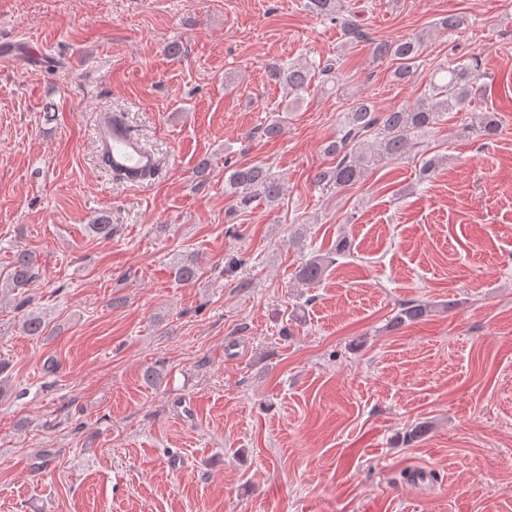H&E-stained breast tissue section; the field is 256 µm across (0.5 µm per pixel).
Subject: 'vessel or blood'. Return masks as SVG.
Here are the masks:
<instances>
[{
  "label": "vessel or blood",
  "instance_id": "1",
  "mask_svg": "<svg viewBox=\"0 0 512 512\" xmlns=\"http://www.w3.org/2000/svg\"><path fill=\"white\" fill-rule=\"evenodd\" d=\"M20 57L38 63L42 60V51L31 42H0L1 66ZM94 136L106 168L113 175L122 177L124 182L141 184L157 173V157L121 117L109 112L101 114L95 124Z\"/></svg>",
  "mask_w": 512,
  "mask_h": 512
}]
</instances>
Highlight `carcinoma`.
Listing matches in <instances>:
<instances>
[{
    "mask_svg": "<svg viewBox=\"0 0 512 512\" xmlns=\"http://www.w3.org/2000/svg\"><path fill=\"white\" fill-rule=\"evenodd\" d=\"M306 8L336 22L346 35L359 37L355 23L341 10L340 0H307ZM424 39L420 36L373 43L377 58H389L396 62L394 77L407 81L417 71L422 58ZM341 59H330L324 64L316 62L273 63L268 66L267 77L288 87L295 98L311 86L312 78L319 73L331 77L339 75ZM442 73L439 81H431L428 94L416 103L379 112L372 101L356 100L347 112L339 130V136L330 141L325 152L336 158V165L318 171L315 183L338 189L352 187L362 180L369 169L384 159H397L418 143V139L430 132L441 114L463 112L480 91L481 64L474 56L467 63L453 62L438 68ZM224 190L236 198L239 207L246 208L256 200L277 202L282 195L279 179L263 163L240 166H224ZM334 263L330 255H314L297 270V278L311 286L322 280L327 269ZM175 277L184 284H191L199 276L200 266L194 259L174 265ZM36 277L34 257L26 250L14 253L4 273L5 284L13 290L29 285ZM432 312V306L422 301L403 304L395 316V322H415ZM25 332L30 336H49L50 323L39 316L27 315L23 319Z\"/></svg>",
    "mask_w": 512,
    "mask_h": 512,
    "instance_id": "1",
    "label": "carcinoma"
}]
</instances>
